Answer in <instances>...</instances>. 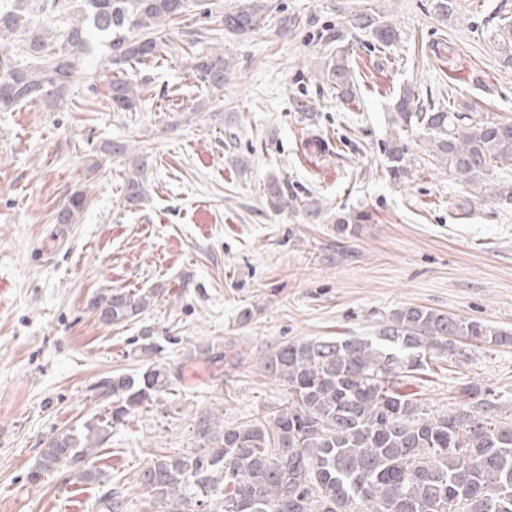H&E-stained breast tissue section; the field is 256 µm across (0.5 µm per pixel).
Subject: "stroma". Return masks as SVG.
Listing matches in <instances>:
<instances>
[{
  "instance_id": "stroma-1",
  "label": "stroma",
  "mask_w": 512,
  "mask_h": 512,
  "mask_svg": "<svg viewBox=\"0 0 512 512\" xmlns=\"http://www.w3.org/2000/svg\"><path fill=\"white\" fill-rule=\"evenodd\" d=\"M212 2L217 16L233 0ZM270 3L260 32L241 38H215L214 16L182 17L156 57L127 70L143 87L139 111H113L89 90L99 46L63 111L0 112V512H103L101 487L63 471L33 487L26 474L55 436L103 413L102 379L146 368L135 346L143 331L173 384L117 424L93 459L116 476L123 512H157L135 476L163 449L194 451L199 416L239 425L286 400V386L260 367L270 347L370 336L407 305L512 331V208L429 164L418 134L406 135L402 183L390 181L383 155L407 85L440 105L469 101L512 121V68L493 40L497 23L512 19V0H457L445 20L437 0ZM359 12L385 14L399 39L382 47L351 28ZM292 16L300 28L282 35ZM197 32L233 59L223 92L186 69ZM339 47L359 94L345 105L322 80ZM302 99L310 111L298 110ZM110 141L129 155L91 169ZM135 156L148 161V197L132 206L122 177ZM273 178L319 199L320 217L273 211ZM79 190L88 196L79 223H54ZM340 210L369 219L343 237ZM113 288L159 296L135 320L106 325L91 301ZM212 344L244 365L196 357ZM468 384L512 414V345L433 357L410 389L437 416L458 408Z\"/></svg>"
}]
</instances>
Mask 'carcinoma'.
Wrapping results in <instances>:
<instances>
[{"label": "carcinoma", "mask_w": 512, "mask_h": 512, "mask_svg": "<svg viewBox=\"0 0 512 512\" xmlns=\"http://www.w3.org/2000/svg\"><path fill=\"white\" fill-rule=\"evenodd\" d=\"M40 0L0 3V112L28 103L59 110L68 97L81 59L97 38L107 47L102 67L114 71L104 96L114 112L141 107L140 85L125 67L161 51L165 32L189 12L212 14L208 0H80L74 21L56 35L36 21ZM267 0H235L224 12V30L248 35L260 30ZM350 25L387 45L398 37L385 17L352 15ZM498 53L512 63V21L494 35ZM23 43L28 61H19L12 43ZM190 73L216 93L232 69L224 49L210 46L190 59ZM326 81L342 102L357 98L355 76L336 47ZM384 144L390 178L408 173L401 133L416 129L428 157L471 186L486 187L489 177L512 167V121H500L471 103L445 109L421 101L410 87L400 92ZM138 157L124 179V197L137 205L147 194ZM267 202L276 211L303 208L321 213L312 201L298 203L278 181L268 183ZM87 195L74 192L59 209L58 224H75ZM363 212L336 218V231L355 233L367 221ZM157 292L112 289L92 300L108 312V322L135 319ZM504 345L512 334L477 319L455 318L422 306L394 309L372 336H336L288 341L261 358L264 373L288 386L287 401L250 423L220 426L203 421L205 444L192 453H158L137 475V484L160 512H512V418L492 420L494 402L470 385L468 403L433 419L402 389L427 370L430 354L454 349L455 340ZM172 385L170 369L150 365L143 373L112 376L100 384L112 410L92 416L76 430L56 436L27 472L31 486L61 468L79 483L106 487L108 512L122 508L113 478L86 464L99 453L112 428L131 411Z\"/></svg>", "instance_id": "obj_1"}]
</instances>
